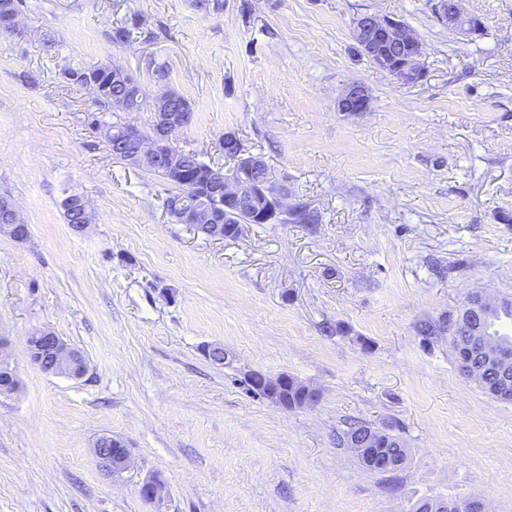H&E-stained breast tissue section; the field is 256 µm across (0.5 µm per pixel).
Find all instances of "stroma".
<instances>
[{"mask_svg":"<svg viewBox=\"0 0 512 512\" xmlns=\"http://www.w3.org/2000/svg\"><path fill=\"white\" fill-rule=\"evenodd\" d=\"M25 0L0 38V195L29 229L0 235V336L19 389L0 395V512H409L419 498L512 512V401L462 377L447 336L416 328L482 291L512 298V0H462L483 35L448 28L439 0ZM390 16L423 42L401 83L360 55L355 19ZM131 29L127 43L109 38ZM112 62L155 85L151 62L194 106L177 144L220 165L234 133L316 224H250L215 240L164 206L171 186L115 159L97 104L60 75ZM358 82L367 112H342ZM96 217L64 220L65 193ZM79 349L78 380L44 374L28 336ZM231 351L233 366L204 345ZM288 374L314 406L246 392L244 370ZM391 424L409 454L394 477L339 438ZM124 441L120 479L96 439ZM337 107L342 112H367L370 109V96L364 86L353 82L340 92ZM119 439H114L110 435H103L94 445V456L97 465L112 477H119L129 469V453L125 455L120 467H115L122 459L124 451L117 450L112 452V444ZM140 495L148 502L156 506L155 512L162 510L168 497L167 483L160 475L149 476L142 481L139 487Z\"/></svg>","mask_w":512,"mask_h":512,"instance_id":"35a3bbf8","label":"stroma"}]
</instances>
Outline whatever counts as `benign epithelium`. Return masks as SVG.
<instances>
[{
	"label": "benign epithelium",
	"mask_w": 512,
	"mask_h": 512,
	"mask_svg": "<svg viewBox=\"0 0 512 512\" xmlns=\"http://www.w3.org/2000/svg\"><path fill=\"white\" fill-rule=\"evenodd\" d=\"M442 19L448 27L459 29L468 35L484 28L481 18L465 15L460 8V0H444ZM354 35L366 56L380 69L402 83H415L421 73L418 68L423 43L419 35L404 22L389 18L363 14L354 24ZM341 112H367L370 109V96L359 83L346 85L337 100ZM192 112H157L155 113V131L149 137L141 136L131 130L129 138L134 145L132 155L127 161L145 167L179 172L184 150L176 145V135L189 126L193 120ZM220 147L228 167L210 168L203 182L223 187V193L216 194L210 207L206 209L184 210V199L169 196L166 198L168 211L177 214L179 222L198 228L208 226L212 230L211 238L224 239L221 225L212 223L213 208L224 211V218H236L243 212H249L250 224H279L281 219L293 216H308L315 210L300 200H289L288 187L275 180L256 176L258 168L265 166L262 157L244 149L240 140L232 133H226L221 139ZM69 204L80 210L82 220L72 228L78 232L94 222V208L85 196L78 193L66 195ZM0 233L16 241H23L28 236L27 225L18 214L14 201L0 197ZM487 360L502 369L512 364V353L504 351L494 344L484 345ZM28 356L45 373L64 376L78 380L87 372V362L82 352L69 345L62 338L50 331H38L27 339ZM203 352L211 361L231 365L235 356L219 344L203 347ZM14 350L12 342L0 336V383L16 386V375L12 367ZM115 439L103 435L94 445L97 465L107 474L121 476L129 469V457H124L120 467L112 465V444ZM370 438L360 434L349 441V448L357 458L367 457V463L378 466L380 470H389L391 465L375 456H367ZM140 495L156 506L155 512H163L168 497L167 483L160 475L149 476L139 487Z\"/></svg>",
	"instance_id": "obj_1"
}]
</instances>
